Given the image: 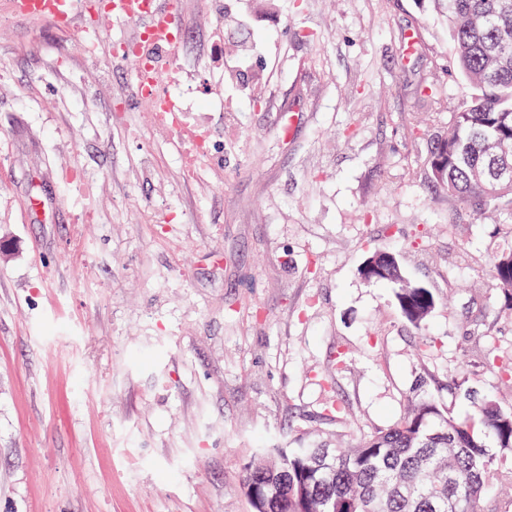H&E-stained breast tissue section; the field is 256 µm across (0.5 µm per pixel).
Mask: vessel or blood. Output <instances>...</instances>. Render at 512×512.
I'll list each match as a JSON object with an SVG mask.
<instances>
[{
	"label": "vessel or blood",
	"mask_w": 512,
	"mask_h": 512,
	"mask_svg": "<svg viewBox=\"0 0 512 512\" xmlns=\"http://www.w3.org/2000/svg\"><path fill=\"white\" fill-rule=\"evenodd\" d=\"M78 0H9V12L22 19L42 20L62 28L74 25ZM108 15L114 25L123 27L142 23L149 31V38L139 39V53L157 58V74L145 93L152 98L166 100L170 97L161 73L167 60L178 49L172 32L178 21L176 0H111Z\"/></svg>",
	"instance_id": "vessel-or-blood-1"
}]
</instances>
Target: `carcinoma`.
Returning a JSON list of instances; mask_svg holds the SVG:
<instances>
[{
  "instance_id": "1",
  "label": "carcinoma",
  "mask_w": 512,
  "mask_h": 512,
  "mask_svg": "<svg viewBox=\"0 0 512 512\" xmlns=\"http://www.w3.org/2000/svg\"><path fill=\"white\" fill-rule=\"evenodd\" d=\"M432 2L444 4L455 64L475 89L448 132L429 142L432 182L479 212L512 216V0ZM359 273L391 285L401 316L418 330L438 303L429 287L403 275L391 252H373ZM490 273L512 300V252L497 256ZM472 404L480 434L424 396L395 424L329 449L322 468L312 448H262L241 490L252 512H487L498 460L512 457V411L491 397Z\"/></svg>"
}]
</instances>
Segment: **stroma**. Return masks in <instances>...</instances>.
<instances>
[{
	"label": "stroma",
	"instance_id": "stroma-1",
	"mask_svg": "<svg viewBox=\"0 0 512 512\" xmlns=\"http://www.w3.org/2000/svg\"><path fill=\"white\" fill-rule=\"evenodd\" d=\"M4 3L0 512H251L256 448L348 445L426 395L467 419L466 387L512 410L490 274L512 217L430 180L474 92L430 0H177L179 97L214 131L190 178L103 11L60 29ZM375 250L439 296L425 331L359 275Z\"/></svg>",
	"mask_w": 512,
	"mask_h": 512
}]
</instances>
